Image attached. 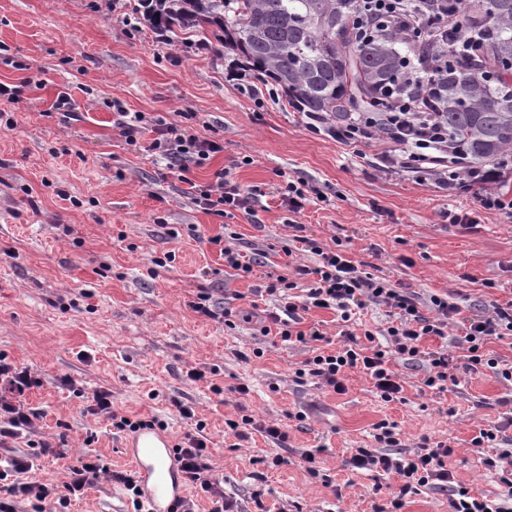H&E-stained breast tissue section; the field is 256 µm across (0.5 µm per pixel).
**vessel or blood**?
<instances>
[{
  "label": "vessel or blood",
  "mask_w": 512,
  "mask_h": 512,
  "mask_svg": "<svg viewBox=\"0 0 512 512\" xmlns=\"http://www.w3.org/2000/svg\"><path fill=\"white\" fill-rule=\"evenodd\" d=\"M146 512H183L186 493L169 435L153 428L135 432L129 444Z\"/></svg>",
  "instance_id": "b4317fda"
}]
</instances>
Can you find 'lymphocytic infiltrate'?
<instances>
[{
	"instance_id": "obj_1",
	"label": "lymphocytic infiltrate",
	"mask_w": 512,
	"mask_h": 512,
	"mask_svg": "<svg viewBox=\"0 0 512 512\" xmlns=\"http://www.w3.org/2000/svg\"><path fill=\"white\" fill-rule=\"evenodd\" d=\"M430 0H354L353 24L364 36H371L372 15L395 18L409 29L427 27L429 33L443 29L428 8ZM426 70L423 64L411 65L405 83L390 92L383 109L360 112L349 121L332 124L322 114L308 113L307 127L322 132L346 144L385 140L388 150L379 161L419 173L427 172L448 191L477 190L478 209L512 211V198L494 191L493 169L469 164L460 148L449 137L448 129L433 114L426 88ZM192 113H184L181 123H168L158 119L147 122L145 115L133 120L119 121L118 126L128 146L134 150L148 148L164 160L166 168L177 177H184L191 169L205 166L215 154L223 152L219 140L199 137L192 129ZM152 131L150 143H143L144 131ZM259 190L246 191L233 180L230 172L217 171L214 182L194 188L193 200L202 209L220 217L233 212H252L258 201ZM301 250L315 255L314 267H302L301 272L311 275L312 281L303 297H295V282L288 276H270L264 291L274 297L277 311L269 312L268 321L275 325L277 334L288 342L315 341L313 356L304 362V372L317 378L336 393L346 390L349 372L357 370L370 378L383 401L397 400L404 390L399 375L393 371L396 360L420 355L421 343L429 336L445 337L448 324L454 322L460 309L447 297L433 295L428 308H421L417 296L409 289L393 285L390 280L364 269L362 262L353 260L342 243L327 245L304 235H293L284 245L286 255ZM372 303L389 308L393 320L384 334L385 344H378L372 330L355 334L354 312ZM313 308L335 310L340 326L342 345L334 350L320 346L325 336L320 331L303 330V314ZM512 337V302L492 304L485 314L466 320L456 339L463 352V365L469 369H489L503 382L512 383V364L488 356L484 347L488 340ZM38 384L31 371L0 359V449L6 450L4 465L0 466V512H18L19 503L29 499L42 504L53 499L58 488L52 484L24 481L33 462L30 458L11 454L12 442L22 434L33 433L37 413L22 403V396ZM451 445L440 441L423 444L413 455L394 459L378 455L372 449L359 448L350 459L352 468L380 470L399 476L398 493L392 494V512H401L404 498L414 486L439 482L449 493L450 512H512V472L503 471L500 481L505 489L497 498L476 494L456 484L453 474ZM186 483L207 494L214 512H235L233 498L227 497L213 474L207 443L194 435H186L175 448Z\"/></svg>"
}]
</instances>
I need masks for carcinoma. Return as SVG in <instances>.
I'll return each instance as SVG.
<instances>
[{"label":"carcinoma","instance_id":"cac0c4a2","mask_svg":"<svg viewBox=\"0 0 512 512\" xmlns=\"http://www.w3.org/2000/svg\"><path fill=\"white\" fill-rule=\"evenodd\" d=\"M154 24L173 36L215 39L269 78L300 112L333 120L376 111L404 80L423 38L382 19L367 39L350 23L352 0H157ZM436 11L463 19L443 43L472 40L469 50L432 49L440 60L429 86L435 111L469 160L512 155V0H441Z\"/></svg>","mask_w":512,"mask_h":512}]
</instances>
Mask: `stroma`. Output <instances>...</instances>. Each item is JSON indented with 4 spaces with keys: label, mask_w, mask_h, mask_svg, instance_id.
Instances as JSON below:
<instances>
[{
    "label": "stroma",
    "mask_w": 512,
    "mask_h": 512,
    "mask_svg": "<svg viewBox=\"0 0 512 512\" xmlns=\"http://www.w3.org/2000/svg\"><path fill=\"white\" fill-rule=\"evenodd\" d=\"M106 3L0 0V83L21 88L18 100L0 99V357L40 381L25 396L38 429L17 443L35 459L27 480L66 482L55 449L91 455L104 473L67 512H125L124 488L109 474L132 473L129 434L87 411L105 387L118 414L161 421L173 442L203 423L215 475L241 512L260 503L267 512H383L388 500L375 487L396 476L349 464L354 449L375 447L383 421L401 431L391 457L413 453L425 437L447 441L457 481L500 493V470L480 463L496 449L471 440L512 414V386L481 368L459 371L448 391H418L424 354L442 346L439 337L424 339L422 356L397 362L404 399L387 403L357 371L341 394L298 376L309 345L262 335L253 321L224 324L190 304L210 290L226 307H248L267 273L308 285L283 252L292 230L276 189L288 180L324 195L298 217L309 237L338 239L353 260L421 300L447 296L466 316L512 301V213L481 212L473 228L449 223V213L477 208L473 193L451 195L433 176L379 167L382 141L343 144L309 131L284 103L257 106L243 86L263 79L250 71L237 80L232 52L165 42L147 24L132 31ZM61 97L73 117L57 110ZM116 99L149 119L194 113V131L223 139L224 150L191 180L204 185L230 170L242 189L261 190L253 213L228 220L195 205L154 154L128 149ZM227 231L236 248L256 253L259 277L225 272L210 239ZM167 253L171 261L155 265ZM182 404L194 420L179 414ZM244 414L286 425L287 439L236 438L226 422Z\"/></svg>",
    "instance_id": "stroma-1"
}]
</instances>
